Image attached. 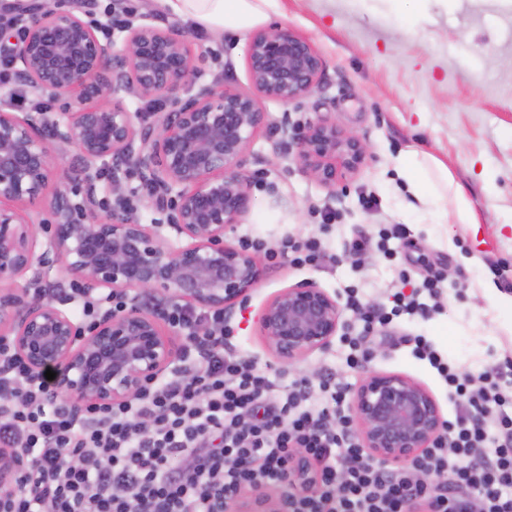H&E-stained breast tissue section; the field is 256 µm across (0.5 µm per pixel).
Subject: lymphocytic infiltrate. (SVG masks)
<instances>
[{
    "label": "lymphocytic infiltrate",
    "instance_id": "obj_1",
    "mask_svg": "<svg viewBox=\"0 0 512 512\" xmlns=\"http://www.w3.org/2000/svg\"><path fill=\"white\" fill-rule=\"evenodd\" d=\"M437 275L396 292L391 308H362L364 333L408 316L428 318ZM191 360L124 402L74 411L33 377L0 339V448L29 466L0 489V512H226L245 489H282L286 512H512V362L473 375L426 337L428 361L456 406L448 433L410 467L366 460L342 409L346 384L325 382L324 401L233 351L224 315L174 307ZM303 449L318 472L307 493L289 492L287 463Z\"/></svg>",
    "mask_w": 512,
    "mask_h": 512
}]
</instances>
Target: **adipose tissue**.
Returning <instances> with one entry per match:
<instances>
[{
	"label": "adipose tissue",
	"mask_w": 512,
	"mask_h": 512,
	"mask_svg": "<svg viewBox=\"0 0 512 512\" xmlns=\"http://www.w3.org/2000/svg\"><path fill=\"white\" fill-rule=\"evenodd\" d=\"M176 14L214 34L245 35L264 25L280 0H164Z\"/></svg>",
	"instance_id": "ef3b65f1"
}]
</instances>
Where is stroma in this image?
<instances>
[{
    "instance_id": "obj_1",
    "label": "stroma",
    "mask_w": 512,
    "mask_h": 512,
    "mask_svg": "<svg viewBox=\"0 0 512 512\" xmlns=\"http://www.w3.org/2000/svg\"><path fill=\"white\" fill-rule=\"evenodd\" d=\"M281 6L271 26L286 25L307 38L324 62V78L300 103L267 100L264 111L293 124L328 113L364 138L370 155L331 191L300 173L287 154H273L272 134L255 140L256 160L248 165L252 208L227 240L260 237L272 246L286 236H318L335 261L298 268L285 256L265 258L263 280L231 317L234 344L258 366L285 371L256 324L259 309L281 289L310 281L342 302L353 285L363 303L386 305L394 292L412 293L426 271L438 272L440 313L394 324V336L369 338L358 368L347 367L339 338L286 371L314 384L330 372L352 388L371 371L401 373L425 384L445 418H453L446 386L397 336H426L474 371L512 356V315L499 304L512 296V0H281ZM93 11L117 24L144 15L159 28L177 24L205 81L250 87L248 36L197 29L161 0H94ZM411 150L447 166L467 193L473 223H461L453 199L444 200L436 217L413 196L398 168ZM387 224L409 228L406 241L390 243L395 258L379 251L350 257L352 238Z\"/></svg>"
}]
</instances>
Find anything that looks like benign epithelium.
I'll return each mask as SVG.
<instances>
[{
	"label": "benign epithelium",
	"mask_w": 512,
	"mask_h": 512,
	"mask_svg": "<svg viewBox=\"0 0 512 512\" xmlns=\"http://www.w3.org/2000/svg\"><path fill=\"white\" fill-rule=\"evenodd\" d=\"M59 10L51 0L0 7V60L15 83L60 103L56 112L0 108V338L31 373H56L58 395L76 408L131 400L181 360L185 347L161 308L136 302L100 309L83 328L63 304L16 285L39 264L60 260L92 293L162 292L191 309L228 312L246 302L265 275L260 256L226 240L252 204L248 157L257 136L275 130L301 173L334 188L369 156L359 135L327 115L298 127L271 120L261 100L298 102L320 86L323 60L288 26L254 32L247 48L250 89L201 82L182 33L126 23L122 45L103 41L104 23ZM156 104L138 117L122 94ZM112 97V103L100 100ZM73 153L82 178L52 149ZM138 172L158 214L130 217L122 175ZM46 201L51 235L40 243L27 206ZM186 240L171 244L168 233ZM278 362L292 367L329 349L347 321L336 298L313 283L285 288L258 314ZM370 459L403 465L433 447L447 423L430 390L397 373L372 372L348 403ZM27 465L0 452V488ZM316 469L300 449L288 461L291 486L308 490ZM229 512H282L269 494L237 496Z\"/></svg>",
	"instance_id": "obj_1"
}]
</instances>
